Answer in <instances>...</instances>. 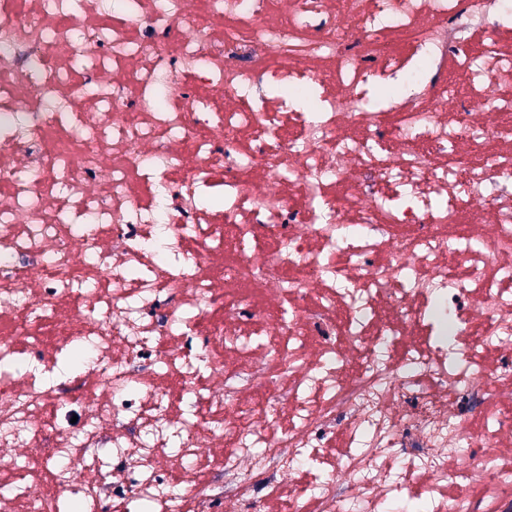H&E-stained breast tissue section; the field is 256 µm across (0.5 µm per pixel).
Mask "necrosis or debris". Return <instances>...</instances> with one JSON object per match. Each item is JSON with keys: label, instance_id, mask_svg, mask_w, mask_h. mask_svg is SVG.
I'll list each match as a JSON object with an SVG mask.
<instances>
[{"label": "necrosis or debris", "instance_id": "obj_1", "mask_svg": "<svg viewBox=\"0 0 512 512\" xmlns=\"http://www.w3.org/2000/svg\"><path fill=\"white\" fill-rule=\"evenodd\" d=\"M0 0V512H512V12Z\"/></svg>", "mask_w": 512, "mask_h": 512}]
</instances>
